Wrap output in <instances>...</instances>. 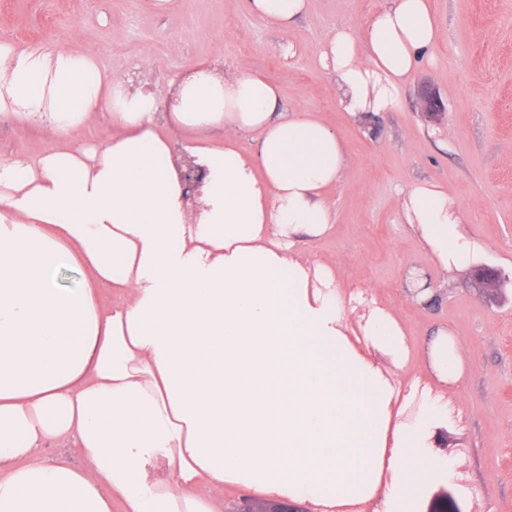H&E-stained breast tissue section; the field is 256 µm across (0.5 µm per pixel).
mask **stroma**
Masks as SVG:
<instances>
[{
    "instance_id": "1",
    "label": "stroma",
    "mask_w": 512,
    "mask_h": 512,
    "mask_svg": "<svg viewBox=\"0 0 512 512\" xmlns=\"http://www.w3.org/2000/svg\"><path fill=\"white\" fill-rule=\"evenodd\" d=\"M387 0H309L288 31L250 14L245 0H177L160 12L152 0H0V38L19 47L63 44L95 55L135 85L166 88L198 62L261 74L282 103L316 112L348 145L352 162L329 192L331 231L296 243L310 260L333 259L336 281L356 312L380 305L399 318L410 355L392 371L407 398L406 418L422 406L421 388L448 392L453 409L437 450L448 475L430 482L415 512H512V0H430L443 38L418 69L394 111L353 120L319 61L327 33L359 28ZM442 112L429 117L422 98ZM48 140L33 122L0 116V164L38 157ZM440 186L484 245L482 265L505 277L493 302L471 271L442 272L411 225L399 193ZM431 294L418 300L412 273ZM465 341L466 378L447 388L434 376L428 347L439 330Z\"/></svg>"
}]
</instances>
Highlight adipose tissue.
Instances as JSON below:
<instances>
[{"label":"adipose tissue","mask_w":512,"mask_h":512,"mask_svg":"<svg viewBox=\"0 0 512 512\" xmlns=\"http://www.w3.org/2000/svg\"><path fill=\"white\" fill-rule=\"evenodd\" d=\"M288 28L308 0H246ZM443 32L428 0H389L363 31L328 33L320 61L355 118L393 111ZM255 73L201 64L166 90L130 87L68 47L0 39V115L39 123L52 143L0 165V512H218L225 487L305 499L319 512H412L448 469L435 455L449 411L403 419L372 351L409 355L393 313L350 319L331 262L292 249L335 222L327 191L351 155L303 108L281 111ZM111 117L101 144L81 134ZM171 124L224 130L189 153L208 176L188 200ZM258 133L255 153L240 135ZM397 211L441 270L482 246L446 192L420 183ZM83 275L73 288L60 268ZM109 289L110 305L99 289ZM464 344L432 342L440 382L465 377ZM61 443L84 461H47Z\"/></svg>","instance_id":"obj_1"}]
</instances>
